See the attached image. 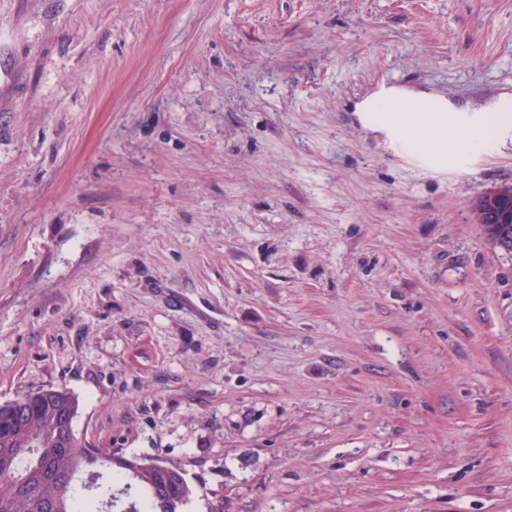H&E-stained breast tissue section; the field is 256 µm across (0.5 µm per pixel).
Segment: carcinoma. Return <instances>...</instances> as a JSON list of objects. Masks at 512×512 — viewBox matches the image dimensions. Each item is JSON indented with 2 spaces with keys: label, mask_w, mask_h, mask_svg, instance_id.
<instances>
[{
  "label": "carcinoma",
  "mask_w": 512,
  "mask_h": 512,
  "mask_svg": "<svg viewBox=\"0 0 512 512\" xmlns=\"http://www.w3.org/2000/svg\"><path fill=\"white\" fill-rule=\"evenodd\" d=\"M24 416L0 404V512H185L193 489L182 471L158 456L102 460L112 451L95 448L72 431L64 433L57 410L70 404L40 392L21 394ZM41 442L36 455L27 443ZM21 474L16 486L3 471Z\"/></svg>",
  "instance_id": "carcinoma-1"
}]
</instances>
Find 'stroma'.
I'll return each instance as SVG.
<instances>
[{"label":"stroma","mask_w":512,"mask_h":512,"mask_svg":"<svg viewBox=\"0 0 512 512\" xmlns=\"http://www.w3.org/2000/svg\"><path fill=\"white\" fill-rule=\"evenodd\" d=\"M512 98V0H0V403L192 512H512V254L381 86Z\"/></svg>","instance_id":"1"}]
</instances>
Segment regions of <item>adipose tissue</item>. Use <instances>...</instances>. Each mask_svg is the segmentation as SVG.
I'll return each mask as SVG.
<instances>
[{
  "instance_id": "1",
  "label": "adipose tissue",
  "mask_w": 512,
  "mask_h": 512,
  "mask_svg": "<svg viewBox=\"0 0 512 512\" xmlns=\"http://www.w3.org/2000/svg\"><path fill=\"white\" fill-rule=\"evenodd\" d=\"M358 110L377 129L428 153L461 154L486 136L500 142L512 136V100L504 97L476 115L440 97L384 87L359 103Z\"/></svg>"
}]
</instances>
